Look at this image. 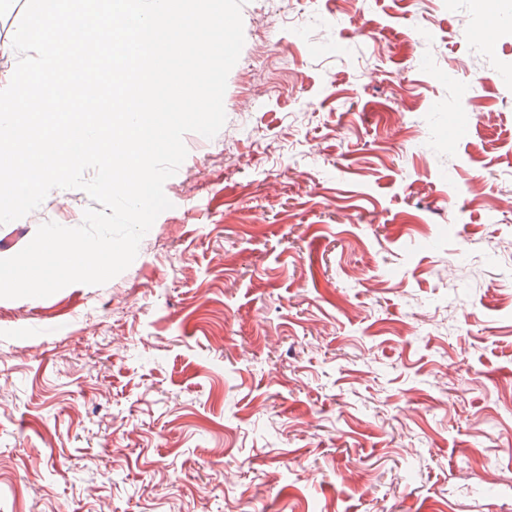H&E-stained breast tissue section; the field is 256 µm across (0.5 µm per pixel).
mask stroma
Returning <instances> with one entry per match:
<instances>
[{"mask_svg":"<svg viewBox=\"0 0 512 512\" xmlns=\"http://www.w3.org/2000/svg\"><path fill=\"white\" fill-rule=\"evenodd\" d=\"M242 19L129 268L0 299V512H512V0Z\"/></svg>","mask_w":512,"mask_h":512,"instance_id":"1","label":"stroma"}]
</instances>
